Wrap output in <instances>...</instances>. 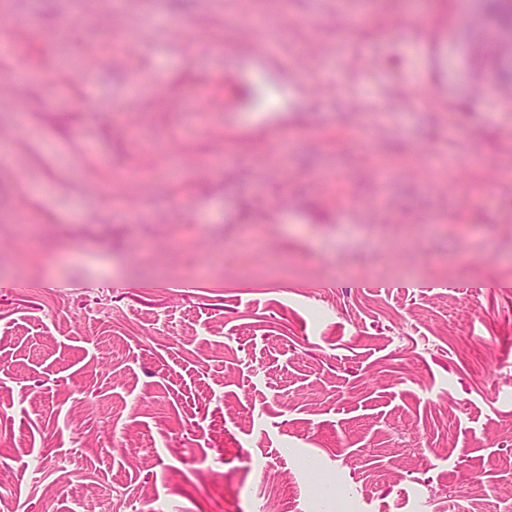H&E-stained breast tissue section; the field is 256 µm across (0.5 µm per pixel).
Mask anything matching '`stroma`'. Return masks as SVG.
Listing matches in <instances>:
<instances>
[{
  "instance_id": "obj_1",
  "label": "stroma",
  "mask_w": 512,
  "mask_h": 512,
  "mask_svg": "<svg viewBox=\"0 0 512 512\" xmlns=\"http://www.w3.org/2000/svg\"><path fill=\"white\" fill-rule=\"evenodd\" d=\"M23 1L0 512H512V85L467 0Z\"/></svg>"
}]
</instances>
